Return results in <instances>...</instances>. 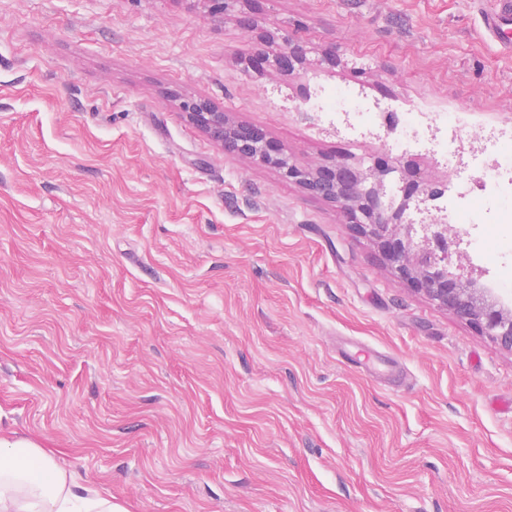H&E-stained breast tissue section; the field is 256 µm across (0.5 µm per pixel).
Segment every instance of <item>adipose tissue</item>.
<instances>
[{"label":"adipose tissue","instance_id":"ef3b65f1","mask_svg":"<svg viewBox=\"0 0 512 512\" xmlns=\"http://www.w3.org/2000/svg\"><path fill=\"white\" fill-rule=\"evenodd\" d=\"M0 512H122L110 498L80 492L33 439L0 435Z\"/></svg>","mask_w":512,"mask_h":512}]
</instances>
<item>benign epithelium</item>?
Returning <instances> with one entry per match:
<instances>
[{
    "mask_svg": "<svg viewBox=\"0 0 512 512\" xmlns=\"http://www.w3.org/2000/svg\"><path fill=\"white\" fill-rule=\"evenodd\" d=\"M305 57L306 45L286 37L280 52L271 59L260 38L248 67L259 70L272 61L275 67L290 73ZM182 110L215 140L241 142V154L275 165L309 194L338 204L346 223L375 242L407 288L426 295L481 335L512 351V312L498 306L487 289L476 287L472 275L448 271L449 248L460 241L449 242L448 233L437 224L422 226L423 236L416 242L402 236L400 224L409 204H425L433 193L446 187V182L428 178L416 159L381 160L365 169L354 158L339 155L316 167L301 168L265 138L250 140L252 128L228 125L224 113L204 99L184 101Z\"/></svg>",
    "mask_w": 512,
    "mask_h": 512,
    "instance_id": "1",
    "label": "benign epithelium"
}]
</instances>
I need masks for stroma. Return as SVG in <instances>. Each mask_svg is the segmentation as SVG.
<instances>
[{
  "label": "stroma",
  "mask_w": 512,
  "mask_h": 512,
  "mask_svg": "<svg viewBox=\"0 0 512 512\" xmlns=\"http://www.w3.org/2000/svg\"><path fill=\"white\" fill-rule=\"evenodd\" d=\"M488 0H0V427L126 512H512V351L409 290L334 202L232 154L378 158L299 79L512 125ZM307 45L302 78L246 64ZM335 54L338 65L326 64ZM477 200L453 264L512 298ZM482 243L472 253L468 241ZM360 341L396 362L343 359Z\"/></svg>",
  "instance_id": "stroma-1"
}]
</instances>
